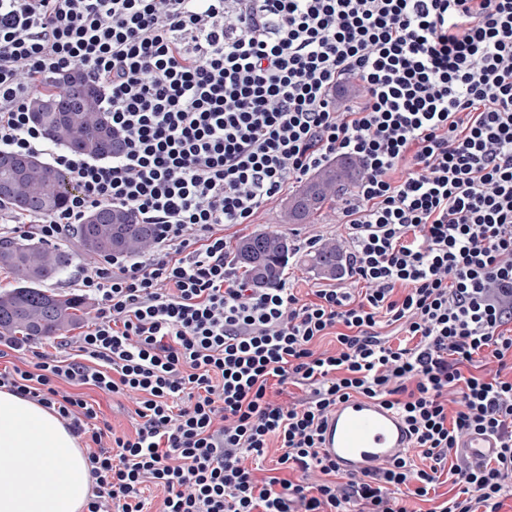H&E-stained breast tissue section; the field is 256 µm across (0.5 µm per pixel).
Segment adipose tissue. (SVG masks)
I'll return each instance as SVG.
<instances>
[{"label":"adipose tissue","instance_id":"adipose-tissue-1","mask_svg":"<svg viewBox=\"0 0 512 512\" xmlns=\"http://www.w3.org/2000/svg\"><path fill=\"white\" fill-rule=\"evenodd\" d=\"M85 452L58 415L0 389V512H82Z\"/></svg>","mask_w":512,"mask_h":512}]
</instances>
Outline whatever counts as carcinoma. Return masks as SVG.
Wrapping results in <instances>:
<instances>
[{
	"label": "carcinoma",
	"instance_id": "cac0c4a2",
	"mask_svg": "<svg viewBox=\"0 0 512 512\" xmlns=\"http://www.w3.org/2000/svg\"><path fill=\"white\" fill-rule=\"evenodd\" d=\"M67 92L57 96L49 92L35 98L29 109L33 110L45 100L54 101L60 112L42 123L46 138L55 145L95 158H110L119 149L118 140L112 136V125L103 106L104 91L90 83L79 88L65 83ZM23 165L22 173L15 177L0 168V182L8 180L11 188L0 194V208L13 212L46 216L59 209L66 201L71 183L59 170L33 153H2ZM327 185L317 196L315 203L301 208L294 223L302 224L335 201L339 194L351 191L355 177L338 174L332 166L323 169ZM98 223H81L76 228L78 248L86 256H110L115 253L138 254L151 247L156 239V227L144 224L136 211L129 208L126 235L114 241L109 216L112 208L101 206L94 209ZM264 242L256 245L263 257L267 286L278 284L284 276L289 255L293 254L287 238L275 233H262ZM10 252V259H0V267L10 271L15 286L0 293V337L12 338L20 333L26 340L58 336L75 326L81 310L74 298L48 293L45 285L58 278L72 264L74 252L67 246L49 247L30 239L0 237V254ZM345 251L336 244H324L307 251L299 261L315 270L318 275L335 280L340 273L330 274L325 268L341 264Z\"/></svg>",
	"mask_w": 512,
	"mask_h": 512
}]
</instances>
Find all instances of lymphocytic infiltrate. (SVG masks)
Returning <instances> with one entry per match:
<instances>
[{
	"label": "lymphocytic infiltrate",
	"instance_id": "1",
	"mask_svg": "<svg viewBox=\"0 0 512 512\" xmlns=\"http://www.w3.org/2000/svg\"><path fill=\"white\" fill-rule=\"evenodd\" d=\"M105 91L106 162L47 151L29 100L72 68ZM0 152L48 153L74 188L0 235L68 236L90 209L156 225L152 254L90 257L71 354L0 388L65 420L87 452L85 512H502L512 490V0H0ZM360 162L336 212L359 291L255 288L229 261L247 224L331 158ZM401 335L392 343L384 325ZM336 339L322 351L319 341ZM310 389L299 403L272 385ZM133 400L117 435L79 394ZM353 397L404 421L410 452L360 475L320 449ZM470 434L496 446L461 455ZM277 472L249 458L270 443Z\"/></svg>",
	"mask_w": 512,
	"mask_h": 512
}]
</instances>
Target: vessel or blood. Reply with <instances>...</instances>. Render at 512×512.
Masks as SVG:
<instances>
[{"label": "vessel or blood", "instance_id": "1", "mask_svg": "<svg viewBox=\"0 0 512 512\" xmlns=\"http://www.w3.org/2000/svg\"><path fill=\"white\" fill-rule=\"evenodd\" d=\"M410 446L400 417L379 402L352 398L340 403L323 435L324 453L349 473H361L406 453Z\"/></svg>", "mask_w": 512, "mask_h": 512}]
</instances>
